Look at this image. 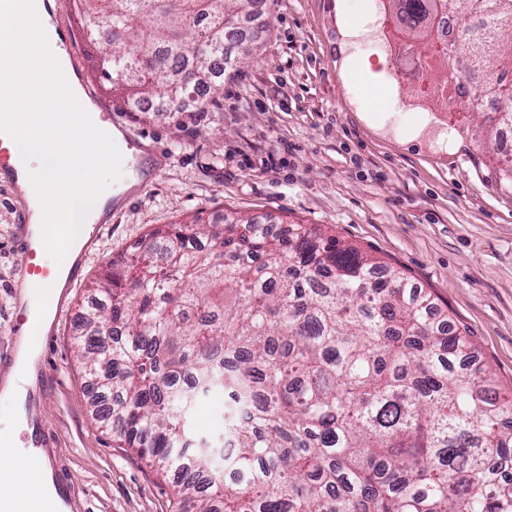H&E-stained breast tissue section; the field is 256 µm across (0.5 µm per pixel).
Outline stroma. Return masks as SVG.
<instances>
[{
    "label": "stroma",
    "mask_w": 512,
    "mask_h": 512,
    "mask_svg": "<svg viewBox=\"0 0 512 512\" xmlns=\"http://www.w3.org/2000/svg\"><path fill=\"white\" fill-rule=\"evenodd\" d=\"M246 34L247 55L204 108L157 117L113 105L117 122L163 162L113 209L51 325L38 410L52 467L69 478L70 512H175V472L122 446L72 345L80 315L105 301L97 289L105 272L160 224L224 215L274 230L316 225L430 292L500 391H512V189L492 173L486 113L410 85L402 119L375 111L350 77L354 58L367 55L382 83L395 58L349 37L342 0H258ZM18 208L0 181V350L12 343Z\"/></svg>",
    "instance_id": "stroma-1"
}]
</instances>
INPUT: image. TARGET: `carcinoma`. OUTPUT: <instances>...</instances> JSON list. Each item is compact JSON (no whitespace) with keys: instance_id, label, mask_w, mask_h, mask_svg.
I'll return each instance as SVG.
<instances>
[{"instance_id":"1","label":"carcinoma","mask_w":512,"mask_h":512,"mask_svg":"<svg viewBox=\"0 0 512 512\" xmlns=\"http://www.w3.org/2000/svg\"><path fill=\"white\" fill-rule=\"evenodd\" d=\"M112 29L98 74L131 108L162 98L186 111L219 92L226 45L256 0H72ZM414 58L448 77V59L483 69L512 104V10L480 39L438 47L429 0H390ZM490 0H443L482 12ZM206 238L209 251L185 239ZM312 224H172L104 278L108 305L82 316L79 362L112 396V431L177 483L179 512H512V396L430 294ZM124 339L106 348L98 337ZM221 391L224 432L191 428Z\"/></svg>"}]
</instances>
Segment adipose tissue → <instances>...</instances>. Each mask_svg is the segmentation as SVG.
I'll use <instances>...</instances> for the list:
<instances>
[{
    "mask_svg": "<svg viewBox=\"0 0 512 512\" xmlns=\"http://www.w3.org/2000/svg\"><path fill=\"white\" fill-rule=\"evenodd\" d=\"M49 19L47 0H27L23 15L0 20V101L34 103L23 117L29 134L5 140L4 145L12 160L23 162L41 187L45 200L39 212L41 224L66 228L65 236L45 252L57 272L53 288L29 287L22 294L27 335L20 340L13 369L0 384V397L13 403L23 400L35 384L37 350L32 338L46 333L51 325L69 270L88 241L85 219L101 217L107 205L120 203L122 194L140 184L135 177L118 188L105 176L91 183L80 178L86 150H99L108 162L112 149L99 140V115L79 93L76 80L59 76L70 64L56 54V33ZM46 125L66 140V148L54 153L46 149L40 135ZM76 128L83 132L77 140L71 137ZM29 430L24 414L15 412L0 420V476L7 480L10 498L25 512H35L40 502L56 499L58 490L45 453H38L25 470L13 462L11 450Z\"/></svg>",
    "mask_w": 512,
    "mask_h": 512,
    "instance_id": "ef3b65f1",
    "label": "adipose tissue"
}]
</instances>
